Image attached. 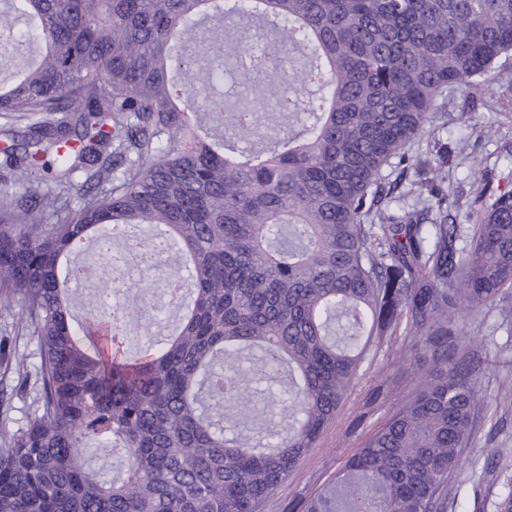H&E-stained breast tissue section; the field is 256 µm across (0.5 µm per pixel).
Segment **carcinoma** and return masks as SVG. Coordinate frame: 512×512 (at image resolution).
I'll return each mask as SVG.
<instances>
[{
  "label": "carcinoma",
  "instance_id": "1",
  "mask_svg": "<svg viewBox=\"0 0 512 512\" xmlns=\"http://www.w3.org/2000/svg\"><path fill=\"white\" fill-rule=\"evenodd\" d=\"M17 0L43 46L39 63L0 83L9 145L0 167L58 183L82 176V205L42 224L56 199H0V293L19 296L39 344L32 413L0 428V512H259L336 418L372 347L400 327L434 368L304 512H445L471 438L477 370L458 356L464 311L512 294V190L477 194L479 224L460 249V203L442 190L424 213H389L383 171L406 162L451 90H478L512 59V0ZM232 15L289 24L265 40L266 99L292 122L255 151L265 105H226L209 90L223 47L251 42ZM209 22L210 60L189 52ZM290 69L284 70V61ZM318 105L298 121L301 97ZM134 230L133 275L112 238ZM103 261L85 324L71 284L87 276L75 245ZM184 265L163 274L184 314L143 354L115 357L147 303L158 248ZM260 353L291 380L286 403L240 355ZM279 418L258 439L228 437L224 417ZM122 454L107 480L87 457Z\"/></svg>",
  "mask_w": 512,
  "mask_h": 512
}]
</instances>
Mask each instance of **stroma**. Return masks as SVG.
Instances as JSON below:
<instances>
[{"mask_svg":"<svg viewBox=\"0 0 512 512\" xmlns=\"http://www.w3.org/2000/svg\"><path fill=\"white\" fill-rule=\"evenodd\" d=\"M505 88L495 73L482 93L456 91L433 112L425 135L405 148L409 167L387 172L393 214L427 206L428 193L412 191L411 186L424 178L420 160L433 157L443 146L448 150L447 188L462 194L457 221L467 230L477 224L471 206L477 186L512 175V160L502 155L504 143H512V122L496 117ZM22 311L19 297L0 303V350L21 357L31 370L39 362V351L35 337L21 327ZM466 326L469 339L460 354L480 368L481 406L473 419L470 446L451 478L446 512H498L499 503L512 493V297L475 307ZM432 365L427 347L399 335L371 350L336 420L262 512H301L304 501L331 486L346 461L408 400L418 368ZM19 383L15 371L0 365V394L10 405L0 426L11 431L25 427L31 416V396L20 391Z\"/></svg>","mask_w":512,"mask_h":512,"instance_id":"obj_1","label":"stroma"}]
</instances>
